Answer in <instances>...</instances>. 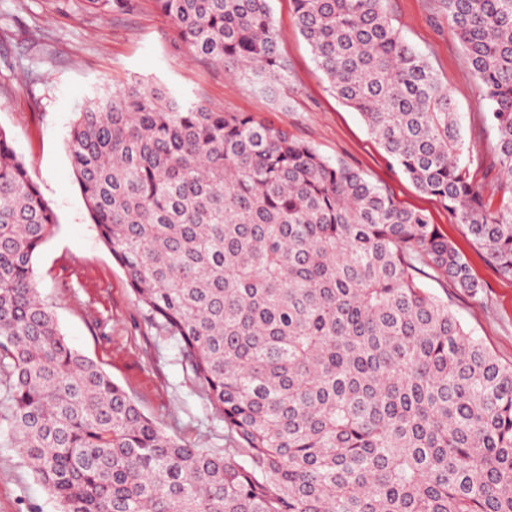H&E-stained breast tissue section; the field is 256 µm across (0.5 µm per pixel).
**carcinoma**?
Returning a JSON list of instances; mask_svg holds the SVG:
<instances>
[{
	"label": "carcinoma",
	"mask_w": 512,
	"mask_h": 512,
	"mask_svg": "<svg viewBox=\"0 0 512 512\" xmlns=\"http://www.w3.org/2000/svg\"><path fill=\"white\" fill-rule=\"evenodd\" d=\"M153 2L193 55L284 79L269 0ZM293 5L330 91L512 276V0H442L490 106L496 199L385 0ZM67 151L102 242L232 447L170 437L67 343L32 268L57 217L0 129V386L62 512H512V367L422 287L420 264L481 288L425 211L286 130L140 79L91 100Z\"/></svg>",
	"instance_id": "obj_1"
}]
</instances>
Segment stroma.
I'll return each mask as SVG.
<instances>
[{"instance_id": "35a3bbf8", "label": "stroma", "mask_w": 512, "mask_h": 512, "mask_svg": "<svg viewBox=\"0 0 512 512\" xmlns=\"http://www.w3.org/2000/svg\"><path fill=\"white\" fill-rule=\"evenodd\" d=\"M278 49L288 71L265 91L251 73L228 72L194 57L153 0L102 13L86 0H0V129L53 207L58 223L35 254L33 278L67 342L94 360L168 435L201 448H227L215 415L182 363L175 342L157 329L123 269L101 241L73 175L66 140L86 103L138 77L215 111L245 112L288 130L325 158L363 171L403 207L426 211L469 261L483 285L480 300L422 267L419 280L503 365H512V277L477 248L456 214L420 192L386 155L359 113L338 101L299 32L292 0H270ZM394 25L427 55L452 93L485 191L497 183L486 147L494 133L489 105L448 27L441 0H386ZM0 400V512H60L57 499L8 439Z\"/></svg>"}]
</instances>
